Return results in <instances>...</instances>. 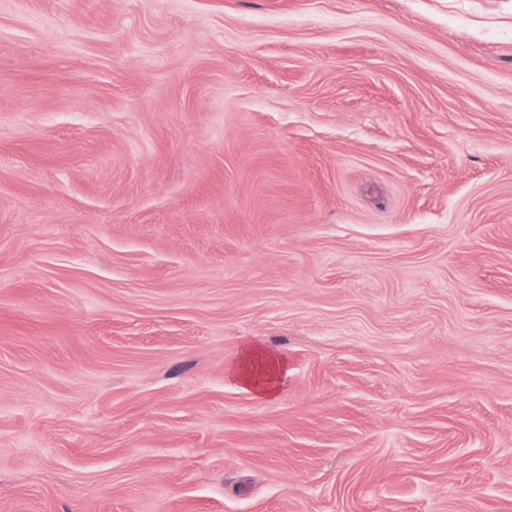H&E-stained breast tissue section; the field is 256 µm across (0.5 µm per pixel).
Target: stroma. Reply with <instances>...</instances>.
<instances>
[{
	"instance_id": "1",
	"label": "stroma",
	"mask_w": 512,
	"mask_h": 512,
	"mask_svg": "<svg viewBox=\"0 0 512 512\" xmlns=\"http://www.w3.org/2000/svg\"><path fill=\"white\" fill-rule=\"evenodd\" d=\"M0 512H512V0H0ZM229 375L257 399L269 400L286 384L290 369L283 355L259 344H249L230 367Z\"/></svg>"
}]
</instances>
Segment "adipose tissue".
<instances>
[{
	"mask_svg": "<svg viewBox=\"0 0 512 512\" xmlns=\"http://www.w3.org/2000/svg\"><path fill=\"white\" fill-rule=\"evenodd\" d=\"M230 377L257 399L274 398L290 375L287 359L258 344L243 348L229 369Z\"/></svg>",
	"mask_w": 512,
	"mask_h": 512,
	"instance_id": "obj_1",
	"label": "adipose tissue"
}]
</instances>
